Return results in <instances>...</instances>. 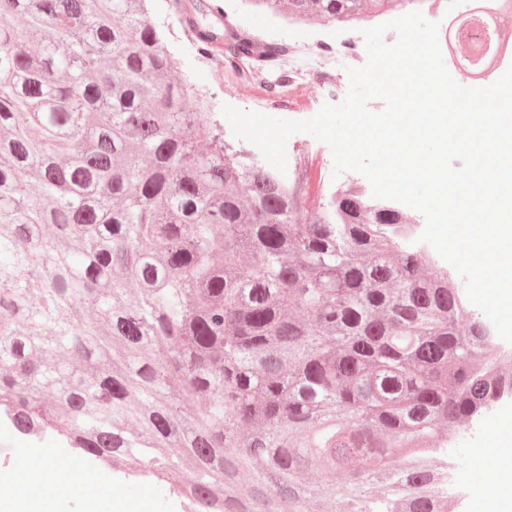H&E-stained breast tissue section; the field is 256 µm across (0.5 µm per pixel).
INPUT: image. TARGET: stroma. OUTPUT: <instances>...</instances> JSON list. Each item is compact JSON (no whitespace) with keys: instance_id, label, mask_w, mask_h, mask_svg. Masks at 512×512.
I'll use <instances>...</instances> for the list:
<instances>
[{"instance_id":"stroma-1","label":"stroma","mask_w":512,"mask_h":512,"mask_svg":"<svg viewBox=\"0 0 512 512\" xmlns=\"http://www.w3.org/2000/svg\"><path fill=\"white\" fill-rule=\"evenodd\" d=\"M211 0H153L150 17L158 30L166 35L170 53L180 62L181 77L189 81L212 102L214 114H221L223 105L244 108L249 94L245 88V75L237 74L232 67L216 70L203 64L195 44L181 40L178 30L186 18V9L196 11L199 23H212L208 11ZM226 15L233 17L237 28L256 32L264 40L285 42L291 45L313 40L334 43L341 38L339 25L313 21L304 25H292L280 17L255 12L243 0H220ZM296 150L308 154L311 162L309 175L303 183V207L313 211L325 204L322 185L325 178L323 161L331 157L330 147L313 136L298 134L294 144ZM454 443L448 449L456 468L467 481V490L473 495L487 491L488 479L493 472L496 459L491 448L481 449L482 460L472 464L470 453L476 447L472 426L455 428ZM29 448H51L55 451V481L47 489L48 497H55L59 488L76 486L88 471H97L102 477V494L107 499H131L143 503L144 512H185L182 494V475L171 474L157 478L150 471L140 470L129 474L125 463L104 464L85 458L76 459L71 448L60 438L51 434L36 437L19 434L5 415H0V469L11 467Z\"/></svg>"}]
</instances>
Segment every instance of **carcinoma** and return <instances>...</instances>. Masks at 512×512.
Segmentation results:
<instances>
[{
    "instance_id": "cac0c4a2",
    "label": "carcinoma",
    "mask_w": 512,
    "mask_h": 512,
    "mask_svg": "<svg viewBox=\"0 0 512 512\" xmlns=\"http://www.w3.org/2000/svg\"><path fill=\"white\" fill-rule=\"evenodd\" d=\"M148 0H0V410L188 474L189 512H448L432 449L512 399L406 213L242 164ZM352 23L391 0H245ZM248 60L283 44L214 23ZM341 480L332 508L308 479ZM394 233L396 236L404 243V245L409 249H425L427 252V257L432 262V264L444 272H448V278H453V267L448 264V267L441 266L439 260L431 254L427 248L433 252L437 253L435 249L431 245H426L424 242H416V239L422 233L421 225L414 224L411 222L410 224H396L392 226ZM438 254V253H437Z\"/></svg>"
}]
</instances>
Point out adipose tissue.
<instances>
[{
	"label": "adipose tissue",
	"instance_id": "adipose-tissue-1",
	"mask_svg": "<svg viewBox=\"0 0 512 512\" xmlns=\"http://www.w3.org/2000/svg\"><path fill=\"white\" fill-rule=\"evenodd\" d=\"M491 448L498 456L499 466L492 493L481 496L480 512H512V438L493 437ZM55 451L38 449L25 464L0 472V512H59L61 502H70L75 512H139L137 506L118 500H104L100 494L101 477L88 472L84 482L75 489H64L57 498L34 496L28 492L33 471L52 473Z\"/></svg>",
	"mask_w": 512,
	"mask_h": 512
}]
</instances>
